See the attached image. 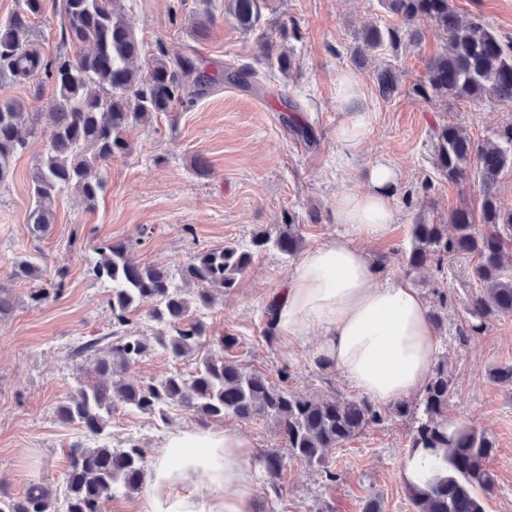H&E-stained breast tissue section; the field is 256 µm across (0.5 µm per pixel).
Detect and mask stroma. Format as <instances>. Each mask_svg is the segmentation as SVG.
Wrapping results in <instances>:
<instances>
[{
	"instance_id": "35a3bbf8",
	"label": "stroma",
	"mask_w": 512,
	"mask_h": 512,
	"mask_svg": "<svg viewBox=\"0 0 512 512\" xmlns=\"http://www.w3.org/2000/svg\"><path fill=\"white\" fill-rule=\"evenodd\" d=\"M224 3L118 0L116 7L142 42L144 57L161 49L172 57L191 50L213 74L246 65L258 72L260 89L244 90L220 80L194 102L173 103L149 122L127 128L129 150L108 166L95 209H86L73 191L60 192L54 222L39 239L28 231L32 174L46 148L54 87L49 81L19 83L0 77V100L23 101L38 114L37 135L17 154L12 177L0 185V285L16 298L13 312L0 318V496L22 497L34 482L62 489L68 447L85 438L80 427L58 421L54 408L78 387L74 348L111 330L112 286L92 273L97 247L126 240L144 263L176 273L197 250L250 246L256 232L272 233L292 220L301 226L305 247L311 248L342 230L330 219L336 196L363 189L362 174L381 162L399 175L394 218L389 236L367 249L383 277H408L442 316L437 358L448 367V417L495 439L489 465L497 490L487 501V512H512V385L492 377L496 367L512 364V316L492 319L479 335L459 336L466 309L479 291L472 276L476 258L458 255L441 268L411 275L405 267L413 224H445L456 208L480 203L478 181L455 184L438 174L433 165L435 128L455 124L481 138L512 119V105L494 100L478 105L423 102L411 95L428 60L444 49L443 38L432 31L418 45L355 64L351 52L358 31L368 23L394 22L380 0H268L262 27L292 56L295 69L287 74L267 65L257 35L243 33L226 19ZM453 4L463 21L480 17L498 36L512 38V0ZM206 11L213 17L208 34L194 41L190 25ZM63 24L61 0H45L32 37L44 57L61 49ZM388 65L400 75V90L386 100L378 93L376 75ZM346 76L360 84L357 97L348 103L341 95ZM287 99L299 107L296 123L312 128V142L283 124ZM348 109L368 113L372 131L357 156L344 162L337 153L336 127ZM201 159L207 172L197 168ZM23 257L47 273L65 269L63 293L34 300L38 281L13 276ZM296 265V259L272 248H253L237 287L200 314L212 335L238 336L232 355L246 368L264 371L299 393L324 399L354 396L339 372L315 364L320 334L290 346L267 343L264 337V308ZM195 367V358L175 362L157 348L125 376L149 381ZM413 422L410 415L392 418L332 450L330 465L338 475L334 482L319 469L287 458L280 495L257 483L259 512H317L321 507L361 512L371 498L379 501L382 512H415L403 478ZM197 424L195 415L177 406L162 418L121 406L105 437L115 448L129 437L139 438L150 460L170 433ZM211 426L240 431L260 450L287 451L267 419L228 416Z\"/></svg>"
}]
</instances>
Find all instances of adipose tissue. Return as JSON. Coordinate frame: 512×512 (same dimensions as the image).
Masks as SVG:
<instances>
[{
  "mask_svg": "<svg viewBox=\"0 0 512 512\" xmlns=\"http://www.w3.org/2000/svg\"><path fill=\"white\" fill-rule=\"evenodd\" d=\"M366 188L337 197L344 231L304 252L278 288L271 325L288 345L319 332L317 361L378 403L429 383L438 352L426 301L404 280L382 277L364 245L385 239L393 220L396 172L377 163ZM252 441L235 430L186 429L161 448L148 478L145 512H257Z\"/></svg>",
  "mask_w": 512,
  "mask_h": 512,
  "instance_id": "1",
  "label": "adipose tissue"
}]
</instances>
